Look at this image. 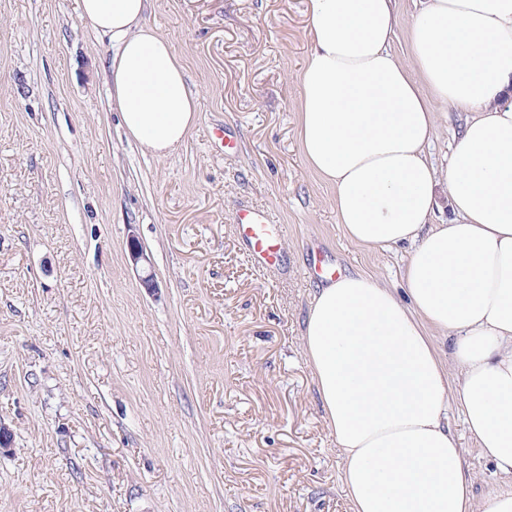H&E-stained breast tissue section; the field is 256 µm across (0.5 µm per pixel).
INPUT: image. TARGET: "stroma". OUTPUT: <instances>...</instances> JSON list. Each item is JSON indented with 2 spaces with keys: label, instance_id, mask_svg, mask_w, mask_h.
<instances>
[{
  "label": "stroma",
  "instance_id": "1",
  "mask_svg": "<svg viewBox=\"0 0 512 512\" xmlns=\"http://www.w3.org/2000/svg\"><path fill=\"white\" fill-rule=\"evenodd\" d=\"M146 22L197 98L164 157L127 136L112 47L76 0H0V512H348L303 352L321 286L303 268L318 249L396 288L407 250L352 242L302 155L306 0H153ZM435 109L443 170L464 115ZM217 126L235 154L213 149ZM246 203L287 225V274L240 244ZM449 424L483 497L494 464L459 408Z\"/></svg>",
  "mask_w": 512,
  "mask_h": 512
}]
</instances>
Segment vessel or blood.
<instances>
[{
  "label": "vessel or blood",
  "mask_w": 512,
  "mask_h": 512,
  "mask_svg": "<svg viewBox=\"0 0 512 512\" xmlns=\"http://www.w3.org/2000/svg\"><path fill=\"white\" fill-rule=\"evenodd\" d=\"M236 224L241 243L258 267L283 268L286 225L274 223L267 210L253 205L238 210Z\"/></svg>",
  "instance_id": "b4317fda"
}]
</instances>
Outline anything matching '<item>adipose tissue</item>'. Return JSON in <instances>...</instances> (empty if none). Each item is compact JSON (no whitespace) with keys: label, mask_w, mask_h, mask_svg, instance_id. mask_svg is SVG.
I'll return each instance as SVG.
<instances>
[{"label":"adipose tissue","mask_w":512,"mask_h":512,"mask_svg":"<svg viewBox=\"0 0 512 512\" xmlns=\"http://www.w3.org/2000/svg\"><path fill=\"white\" fill-rule=\"evenodd\" d=\"M151 4L77 0V12L111 43L121 125L164 156L198 109L180 56L145 23ZM307 15L302 153L334 187L350 240L409 248L408 304L347 274L320 288L305 321L350 512H512V0H427L405 61L390 48L394 0H307ZM435 99L467 114L443 176L427 152ZM442 181L453 218L435 224ZM435 330L456 337L457 381ZM454 402L502 477L478 503L448 425Z\"/></svg>","instance_id":"ef3b65f1"}]
</instances>
